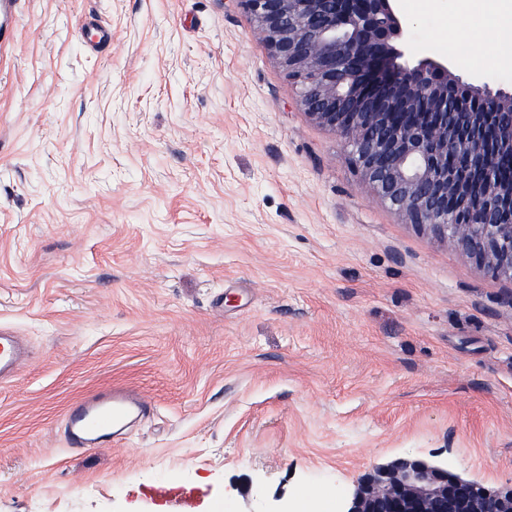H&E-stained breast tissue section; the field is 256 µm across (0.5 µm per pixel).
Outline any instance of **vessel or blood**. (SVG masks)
<instances>
[{
  "label": "vessel or blood",
  "instance_id": "vessel-or-blood-1",
  "mask_svg": "<svg viewBox=\"0 0 512 512\" xmlns=\"http://www.w3.org/2000/svg\"><path fill=\"white\" fill-rule=\"evenodd\" d=\"M19 0H0V47L14 36ZM28 355L24 337L0 331V383L18 376ZM147 396L126 385L103 388L73 401L61 420V431L69 447L100 448L111 445L117 430L132 417L149 411Z\"/></svg>",
  "mask_w": 512,
  "mask_h": 512
}]
</instances>
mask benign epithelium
I'll list each match as a JSON object with an SVG mask.
<instances>
[{
  "label": "benign epithelium",
  "mask_w": 512,
  "mask_h": 512,
  "mask_svg": "<svg viewBox=\"0 0 512 512\" xmlns=\"http://www.w3.org/2000/svg\"><path fill=\"white\" fill-rule=\"evenodd\" d=\"M314 122L338 133L380 199L408 223L512 279V88L445 59L401 63L400 0H237ZM342 512H512L420 458L373 467Z\"/></svg>",
  "instance_id": "obj_1"
}]
</instances>
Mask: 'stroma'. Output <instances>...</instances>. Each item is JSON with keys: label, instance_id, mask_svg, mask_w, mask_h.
<instances>
[{"label": "stroma", "instance_id": "1", "mask_svg": "<svg viewBox=\"0 0 512 512\" xmlns=\"http://www.w3.org/2000/svg\"><path fill=\"white\" fill-rule=\"evenodd\" d=\"M416 2L405 62L512 83L488 0ZM1 327L31 357L0 385V512H180L160 486L192 512H341L404 456L512 485V281L378 197L236 0H23L0 52ZM115 383L150 412L69 452L65 408Z\"/></svg>", "mask_w": 512, "mask_h": 512}]
</instances>
